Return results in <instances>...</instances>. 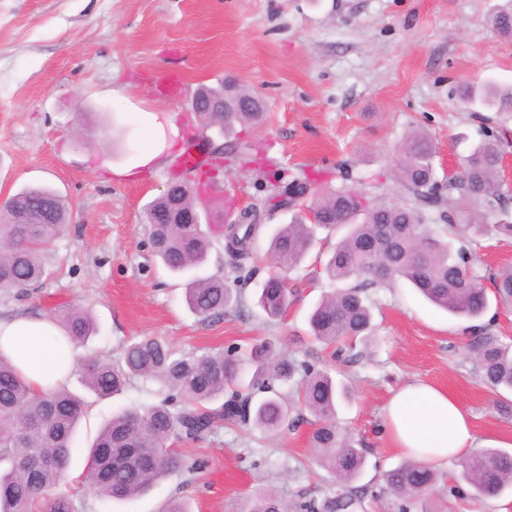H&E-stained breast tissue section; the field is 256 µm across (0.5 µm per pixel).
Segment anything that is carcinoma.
Masks as SVG:
<instances>
[{"instance_id": "carcinoma-1", "label": "carcinoma", "mask_w": 512, "mask_h": 512, "mask_svg": "<svg viewBox=\"0 0 512 512\" xmlns=\"http://www.w3.org/2000/svg\"><path fill=\"white\" fill-rule=\"evenodd\" d=\"M503 37L512 38V0L492 18ZM470 107L512 115V87L489 82L463 91ZM204 127L217 124L230 133L235 127L256 128L263 112L228 110L196 114ZM502 151L491 136L475 145L459 171L441 184L434 177V145L419 129L403 139L392 161V197L371 199L356 187L350 171L341 184L307 197L308 182L292 180L282 190L278 207H300V214L276 228L268 253L283 269L297 267L316 245L315 231H344L327 254L325 272L331 282L347 286L324 294L309 316L310 336L326 346L341 343L353 349L360 336L373 328L372 308L365 292L391 279H403L426 299L449 314L481 319L489 308L485 276L472 267L470 276L460 271L470 263L471 250L452 251L447 237L479 244L484 237L512 236V222L485 224L482 214L507 212L512 194L501 183L498 167ZM206 183L188 178L172 181L179 200L171 206L163 195L147 210L150 242L155 256L174 275H184L205 264L217 232L224 236L225 252L235 270L245 271L254 224H175L186 209L202 205ZM448 208L431 223L424 207ZM67 207L48 187L24 188L0 206V291L25 294L40 288L47 275L43 249L66 226ZM387 264L378 275L375 262ZM496 304L512 308V266L492 277ZM288 285L269 277L258 303L272 319L288 308ZM192 313L203 320L224 315L232 304V289L224 280L193 276L185 289ZM63 335L74 345H85L95 335L90 316L73 306L54 314ZM271 343L253 349L255 366L244 381L240 359L233 349L210 348L178 353L162 338L142 337L126 343L116 362L91 353L78 367V382L99 399L121 394L133 378L157 382L165 396L145 409L127 408L112 414L88 450L84 472L97 493L111 499H130L148 491L159 479L184 471L194 472L202 463L190 464L171 442L202 441L226 426H247L279 431L293 427L307 412L316 419L311 434L317 463L335 478V488L322 502L314 499L290 508L271 490H258L244 512H352L358 500L350 484L363 473L365 450L336 425L337 404L347 398L346 387L308 361L290 356L274 359ZM467 354L483 381L493 389V408L511 412L512 403L502 395L512 392V339L506 341L487 330L474 337ZM299 381L297 401L285 405L267 393L276 384ZM86 409L84 398L68 388L38 396L4 359L0 358V512H77L73 495L60 489L71 466L72 440ZM462 477L479 499L498 498L512 490V455L482 449L461 461ZM441 475L417 461H409L384 474V492L409 503L426 499Z\"/></svg>"}]
</instances>
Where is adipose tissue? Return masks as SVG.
<instances>
[{"mask_svg": "<svg viewBox=\"0 0 512 512\" xmlns=\"http://www.w3.org/2000/svg\"><path fill=\"white\" fill-rule=\"evenodd\" d=\"M52 319L19 313L0 320V358L11 363L35 392L68 385L74 353ZM393 447L409 459L441 467L477 446L468 412L448 391L413 381L393 392L385 408Z\"/></svg>", "mask_w": 512, "mask_h": 512, "instance_id": "obj_1", "label": "adipose tissue"}]
</instances>
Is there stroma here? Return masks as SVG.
<instances>
[{"instance_id":"35a3bbf8","label":"stroma","mask_w":512,"mask_h":512,"mask_svg":"<svg viewBox=\"0 0 512 512\" xmlns=\"http://www.w3.org/2000/svg\"><path fill=\"white\" fill-rule=\"evenodd\" d=\"M505 0H0V201L26 187L55 189L70 209L62 235L44 250L47 279L27 295L0 292V319L58 307L87 309L98 331L77 357L117 360L126 342L161 336L181 352L235 346L247 352L266 339L346 383L350 399L336 421L367 465L356 487V512H497L495 499L452 493L457 462L427 503L404 505L382 494L384 475L404 463L384 430L393 390L422 380L453 394L471 414L478 441L512 446V414L493 410L492 392L466 353L465 320L424 299L405 282L368 292L375 329L352 357L332 358L310 343L307 317L331 281L318 252L336 234L319 231L317 253L288 273L287 313L268 320L256 297L274 260L272 232L291 211L274 207L275 173L335 179L351 164L368 197L392 189L390 163L404 135L426 131L436 149L438 181H447L482 132L512 155V119L476 114L459 99L463 86L487 80L512 86V39L489 18ZM250 85L267 117L255 129L224 136L202 130L210 144H228L213 224L238 219L243 207L260 227L246 262L251 278L236 282L223 239L214 240L203 276L232 281L241 301L224 316L201 320L185 302L186 280L154 256L146 207L175 173L177 151L132 178L122 172L155 141L148 112L170 117L186 147L195 118L189 102L224 79ZM156 382L133 379L108 399L86 394L78 456L61 484L79 512H163L171 501L189 512H242L258 489L287 501L323 499L331 474L313 464V416L281 432L224 428L207 441L178 443L203 469L158 481L145 495L110 501L82 479V456L101 424L123 408L159 402Z\"/></svg>"}]
</instances>
